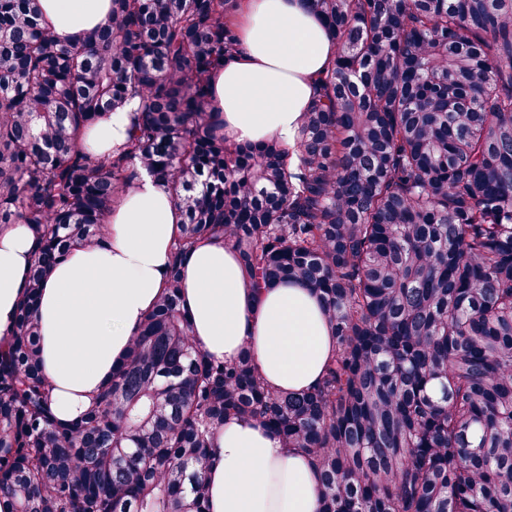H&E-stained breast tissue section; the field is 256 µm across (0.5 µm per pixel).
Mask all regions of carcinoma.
I'll list each match as a JSON object with an SVG mask.
<instances>
[{
    "instance_id": "obj_1",
    "label": "carcinoma",
    "mask_w": 512,
    "mask_h": 512,
    "mask_svg": "<svg viewBox=\"0 0 512 512\" xmlns=\"http://www.w3.org/2000/svg\"><path fill=\"white\" fill-rule=\"evenodd\" d=\"M336 59L294 146L231 143L210 93L243 0H111L78 44L0 0V226L36 251L0 344V498L12 512H208L229 416L319 474V512H512V0H313ZM131 106V136L83 133ZM183 216L164 291L97 402L62 422L37 304L141 172ZM312 287L336 351L301 393L250 350L191 340L181 265L206 240Z\"/></svg>"
}]
</instances>
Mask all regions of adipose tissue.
I'll return each instance as SVG.
<instances>
[{"label": "adipose tissue", "instance_id": "ef3b65f1", "mask_svg": "<svg viewBox=\"0 0 512 512\" xmlns=\"http://www.w3.org/2000/svg\"><path fill=\"white\" fill-rule=\"evenodd\" d=\"M110 0H41L45 21L66 41L83 40L106 17ZM243 49L225 58L212 86L224 134L238 143L275 138L293 145L336 42L311 0H247ZM130 114L107 112L83 142L102 153L125 142ZM182 221L170 192L151 176L133 179L106 218L98 242L72 248L50 272L38 304L43 371L55 389V415L83 413L122 360L166 283ZM35 237L30 225L0 228V339H6L28 280ZM182 305L192 342L212 359L250 346L270 385L302 392L319 381L336 348L312 288L264 287L246 277L234 250L206 241L182 263ZM210 512H318L312 460L271 430L227 418L204 473Z\"/></svg>", "mask_w": 512, "mask_h": 512}]
</instances>
